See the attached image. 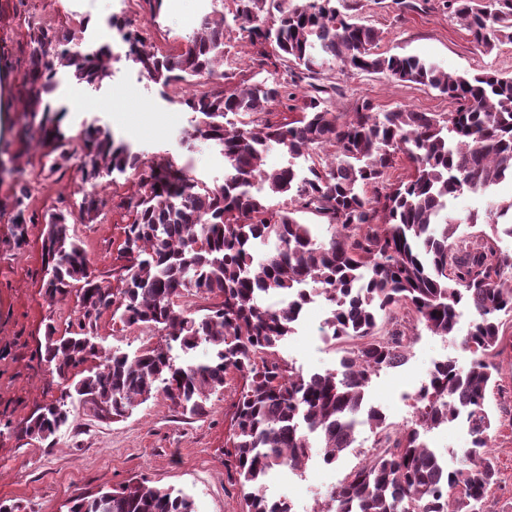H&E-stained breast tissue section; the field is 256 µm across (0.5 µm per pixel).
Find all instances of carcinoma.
Returning a JSON list of instances; mask_svg holds the SVG:
<instances>
[{"instance_id": "1", "label": "carcinoma", "mask_w": 512, "mask_h": 512, "mask_svg": "<svg viewBox=\"0 0 512 512\" xmlns=\"http://www.w3.org/2000/svg\"><path fill=\"white\" fill-rule=\"evenodd\" d=\"M340 0H234L232 21L252 46L315 79L328 60L357 71L385 73L438 90L457 104L454 112L373 111L362 102L334 112L336 87L311 85L302 106L293 104L288 82L274 77L224 87L226 17L207 15L183 48L163 51L112 22L129 58L166 90L187 87L177 104L195 114L190 137L211 142L224 155V183L210 187L186 168L145 161L106 127L84 131L81 201L44 216L45 297L52 302L80 285L76 322L64 335L48 325L42 359L73 388L45 404L17 428L44 441L69 422L75 398L99 419H120L161 395L183 415L202 416L210 394L227 377L243 382L226 454L242 489L241 512H291L271 501L263 481L276 466L300 470L313 456L335 463L355 442L360 424L374 427L373 451L332 490L319 512H483L496 484L490 456L495 418L486 405L504 337L501 316L512 314V253L496 248L512 223H486L474 245L457 236L448 201L464 193L484 195L512 181V76L485 69L451 75L411 55L375 51L378 32L359 23ZM477 47L490 52L512 43V0H448ZM79 30L41 23L29 32V67L22 78L24 106L41 116L38 129L48 154L71 158L69 138L49 117L51 95L66 77L100 87L112 77V44L82 46ZM300 109L290 120L268 115ZM287 150L290 163L265 168L266 153ZM403 155L409 171L392 178ZM136 176V189L120 207L125 225L117 285L92 270L71 224L97 220L112 199L97 186L105 177ZM373 189L367 197L366 188ZM274 196L287 206L272 210ZM30 188L14 190L15 243L24 242ZM308 211L325 221L300 222ZM194 292L215 299L204 313L180 305ZM270 295L288 301L267 304ZM330 310L323 331L347 348L337 372L303 375L281 357L308 298ZM475 319L462 341L471 362L433 365L415 397V419L399 427L364 406L365 392L382 371L404 363L412 337L423 328L434 336L455 333L457 309ZM128 328L163 334L135 354L102 350L93 342L106 313ZM205 361H180L199 347ZM462 421L471 436L465 463L451 470L427 444L425 433ZM69 512H195L187 495L132 479L113 491L77 495Z\"/></svg>"}]
</instances>
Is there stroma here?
I'll list each match as a JSON object with an SVG mask.
<instances>
[{"label":"stroma","mask_w":512,"mask_h":512,"mask_svg":"<svg viewBox=\"0 0 512 512\" xmlns=\"http://www.w3.org/2000/svg\"><path fill=\"white\" fill-rule=\"evenodd\" d=\"M359 22L379 33L378 52L414 55L432 61L448 73L494 69L512 76V43L492 52L477 49L471 36L452 14L446 0H348ZM123 0H0V501L20 502L23 512H68L79 494L112 490L131 478L171 488L191 497L196 512H237L241 498L237 475L224 455L235 404L242 382L233 375L223 391L212 394L208 412L184 416L169 401L157 396L139 405L122 420L100 421L80 403L70 406V425L54 437L32 441L14 433L13 425L38 406L58 399L64 384L52 377L40 358L47 323L65 330L75 318L78 289L47 302L42 288L44 224L25 227L26 242L14 244L12 224L14 186L28 183L29 209L42 215L52 208L80 200L81 179L75 161L50 172L51 157L40 144L34 118L25 112L21 78L27 70L28 26L34 22L63 21L82 28L84 41L97 40L94 19L122 15ZM198 0H163L158 17L149 7H134L137 24L148 43L164 49L183 47L199 22ZM226 85L264 77L254 49L237 28L224 31ZM320 81L335 85L333 108L353 111L369 101L375 111L409 109L416 112H451L454 104L437 90L401 82L382 73L359 72L334 62ZM69 84L55 95L60 111L55 118L70 137L71 150H81L85 125L109 127L145 160L165 158L184 166L208 185L224 182V157L217 146L191 140L192 114L178 111L138 66L121 60L112 78L100 88L85 89L86 108L71 109ZM127 222L124 209L104 210L96 222L74 227L104 281H113L124 260L119 246ZM327 309L314 301L300 317L295 332L280 353L303 374L336 370L342 356L326 339L322 325ZM473 315L462 309L454 336L421 333L413 341L404 365L382 371L366 391L365 401L383 414L386 423L400 426L413 417V397L427 380L434 362L451 359L468 368L471 355L464 350ZM159 333L123 327L111 315L98 322L97 341L105 349L129 354L143 344L155 343ZM496 383L488 391V406L503 425L494 434L490 453L498 469V483L489 492L484 512H512V345L494 358ZM374 435L362 426L355 446L333 465L308 462L303 471L280 467L264 482L266 495L290 503L293 512H318L344 474L371 451ZM431 448L449 467H456L470 435L463 423L432 430Z\"/></svg>","instance_id":"obj_1"}]
</instances>
